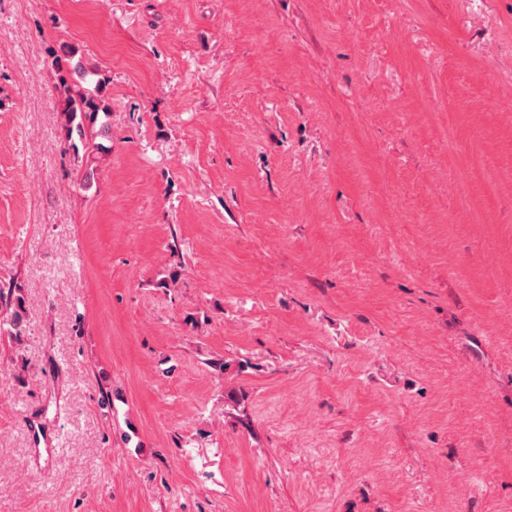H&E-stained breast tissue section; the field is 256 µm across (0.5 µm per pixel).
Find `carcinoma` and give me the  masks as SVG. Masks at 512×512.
I'll use <instances>...</instances> for the list:
<instances>
[{
	"label": "carcinoma",
	"instance_id": "1",
	"mask_svg": "<svg viewBox=\"0 0 512 512\" xmlns=\"http://www.w3.org/2000/svg\"><path fill=\"white\" fill-rule=\"evenodd\" d=\"M75 53L70 49L65 52V58L56 59L57 84L60 96V119L66 142L74 147L81 143L87 157L102 150V145L96 142L102 130L96 129L99 114H108L110 106L107 103L103 90L105 79L101 72L93 67L82 66L83 76L95 77L93 87L84 86L72 80L68 67L69 58ZM24 299L18 295L15 298V307L10 318L0 321V334L19 336L22 332V314Z\"/></svg>",
	"mask_w": 512,
	"mask_h": 512
}]
</instances>
